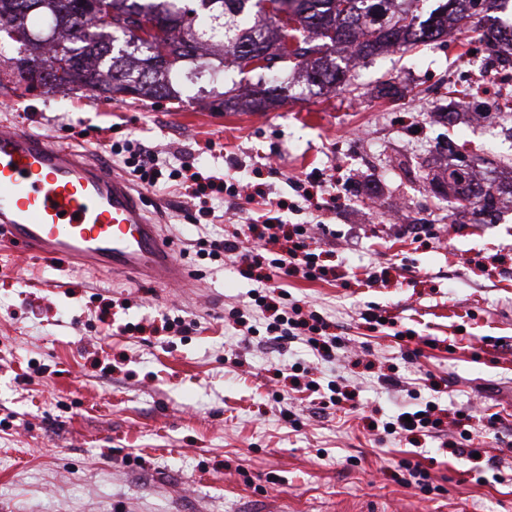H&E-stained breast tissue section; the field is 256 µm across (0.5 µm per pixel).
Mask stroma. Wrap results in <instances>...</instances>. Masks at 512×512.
Returning <instances> with one entry per match:
<instances>
[{
	"instance_id": "35a3bbf8",
	"label": "stroma",
	"mask_w": 512,
	"mask_h": 512,
	"mask_svg": "<svg viewBox=\"0 0 512 512\" xmlns=\"http://www.w3.org/2000/svg\"><path fill=\"white\" fill-rule=\"evenodd\" d=\"M473 33L350 64L353 91L288 100L264 112H213L208 95L107 103L89 92L14 96L0 63V125L17 122L125 168L102 141L283 201L327 280H286L289 300L319 313L333 361L264 320L237 331L257 284L246 265L199 256L201 241L242 224L247 204L212 194L214 217L175 183L145 203L192 271L160 288L0 249V512H512V203L495 222L450 211L428 178L452 141L487 183H512V113L469 128L459 100L484 98L465 77ZM406 90L394 99L377 87ZM411 201L404 222L390 219ZM388 319L377 328L370 314ZM180 317L191 328L165 329ZM300 364L348 398L319 412L280 368ZM433 406L437 430L383 426ZM469 414L480 456L456 454ZM422 463L430 491L400 483Z\"/></svg>"
}]
</instances>
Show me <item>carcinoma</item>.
<instances>
[{
  "mask_svg": "<svg viewBox=\"0 0 512 512\" xmlns=\"http://www.w3.org/2000/svg\"><path fill=\"white\" fill-rule=\"evenodd\" d=\"M291 15L293 25L280 36V27L266 23V3ZM417 0H0V60L8 65L13 90L28 93L88 91L114 100L123 89L135 90L137 101L182 100L197 93L190 75L205 72L222 85L210 109L260 112L293 97L283 95L286 80L268 79L293 65L304 73L300 94L313 89L348 87L347 67L336 62L332 49L353 46L363 58L388 48L413 50L438 41L448 28L474 16L475 0H446L421 18ZM112 11L116 24L89 33L95 11ZM152 20L177 52L175 62H158L160 52L134 37L131 26ZM478 37L495 50L512 49L507 32L475 26ZM293 49L273 71L259 68V81L249 90L228 83L225 72L239 68L236 60L252 53ZM66 60L57 70L51 61ZM467 168L450 170L442 194L456 206L472 201L481 222L492 221L498 197L490 190H459Z\"/></svg>",
  "mask_w": 512,
  "mask_h": 512,
  "instance_id": "1",
  "label": "carcinoma"
}]
</instances>
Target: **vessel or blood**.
Segmentation results:
<instances>
[{
  "instance_id": "vessel-or-blood-1",
  "label": "vessel or blood",
  "mask_w": 512,
  "mask_h": 512,
  "mask_svg": "<svg viewBox=\"0 0 512 512\" xmlns=\"http://www.w3.org/2000/svg\"><path fill=\"white\" fill-rule=\"evenodd\" d=\"M0 245L162 287L190 277L125 178L26 125L0 128Z\"/></svg>"
}]
</instances>
